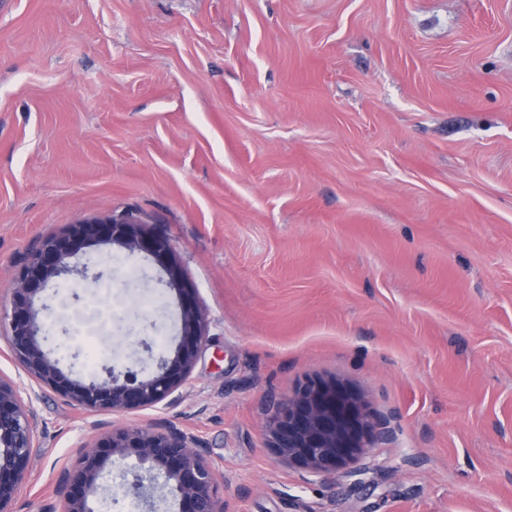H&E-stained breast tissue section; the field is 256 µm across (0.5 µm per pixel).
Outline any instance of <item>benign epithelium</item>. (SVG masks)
Masks as SVG:
<instances>
[{"label":"benign epithelium","mask_w":512,"mask_h":512,"mask_svg":"<svg viewBox=\"0 0 512 512\" xmlns=\"http://www.w3.org/2000/svg\"><path fill=\"white\" fill-rule=\"evenodd\" d=\"M116 248L151 257L164 272L165 286L176 292L181 311L179 339L156 370L141 376L129 368L103 366L105 377L84 380L64 372L45 348L49 339L36 298L48 282L77 274L92 288L103 278L89 274L88 264L69 263L92 245ZM7 340L25 370L36 380L81 406L114 412L163 403L190 376L206 344L205 318L197 306L168 241L147 232L129 216L81 220L58 236L41 240L20 266L10 310ZM281 462L314 476L336 475L357 461L368 448L391 440L387 422L375 417L362 397L335 379L312 378L273 404L267 419ZM34 414L24 403L20 386L0 378V512L11 504L29 471L35 442ZM208 449L175 425L151 423L113 428L94 443L79 448L76 465L66 468L60 481L66 489L64 512H90L89 494L110 465L136 459L146 466L133 475V495L145 484L172 489L180 498L179 512H227L217 493V473L207 462Z\"/></svg>","instance_id":"7a95c632"}]
</instances>
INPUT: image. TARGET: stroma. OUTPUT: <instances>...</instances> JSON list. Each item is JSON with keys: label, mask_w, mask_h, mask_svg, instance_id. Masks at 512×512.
<instances>
[{"label": "stroma", "mask_w": 512, "mask_h": 512, "mask_svg": "<svg viewBox=\"0 0 512 512\" xmlns=\"http://www.w3.org/2000/svg\"><path fill=\"white\" fill-rule=\"evenodd\" d=\"M132 213L169 241L206 320L163 403L89 409L38 384L0 322V376L37 446L15 512L114 426L196 436L229 512H512V0H0V310L36 240ZM93 343L178 329L140 254ZM333 377L387 419L354 474L282 463L264 409Z\"/></svg>", "instance_id": "obj_1"}]
</instances>
